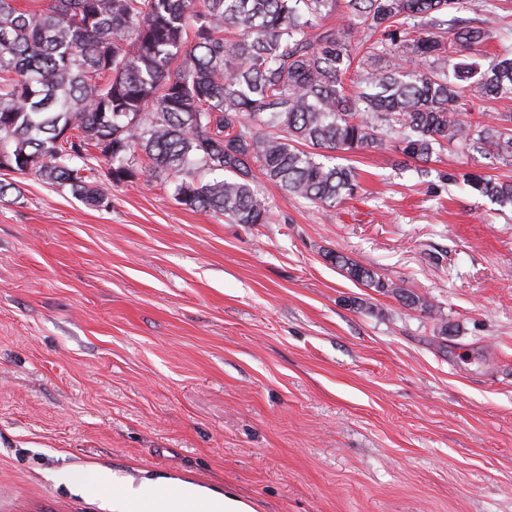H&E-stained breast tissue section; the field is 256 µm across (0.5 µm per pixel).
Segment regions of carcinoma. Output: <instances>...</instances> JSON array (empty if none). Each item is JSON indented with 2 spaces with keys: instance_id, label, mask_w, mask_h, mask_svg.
<instances>
[{
  "instance_id": "1",
  "label": "carcinoma",
  "mask_w": 512,
  "mask_h": 512,
  "mask_svg": "<svg viewBox=\"0 0 512 512\" xmlns=\"http://www.w3.org/2000/svg\"><path fill=\"white\" fill-rule=\"evenodd\" d=\"M478 0H0V170L107 207L77 162L100 152L112 184L172 179L174 197L235 224H265L259 177L334 208L361 190L335 153L394 144L427 175L443 144L495 152L512 166V112L471 116L475 100L512 99V52L484 69L456 60L491 38ZM339 13L342 23L322 24ZM193 39H188V29ZM232 30L235 39L224 38ZM376 55L348 78L365 42ZM379 63L372 62L373 57ZM200 171L214 175L203 181ZM512 206V181L460 174ZM341 275L406 306L434 305L343 254Z\"/></svg>"
}]
</instances>
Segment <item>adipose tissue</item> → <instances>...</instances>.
I'll return each instance as SVG.
<instances>
[{
  "label": "adipose tissue",
  "mask_w": 512,
  "mask_h": 512,
  "mask_svg": "<svg viewBox=\"0 0 512 512\" xmlns=\"http://www.w3.org/2000/svg\"><path fill=\"white\" fill-rule=\"evenodd\" d=\"M98 480L112 487L113 512H255L251 504L229 489L206 494L184 483H157L144 492L129 490L103 474Z\"/></svg>",
  "instance_id": "adipose-tissue-1"
}]
</instances>
